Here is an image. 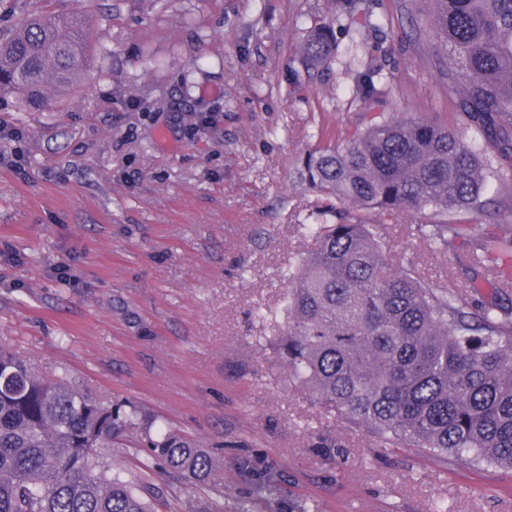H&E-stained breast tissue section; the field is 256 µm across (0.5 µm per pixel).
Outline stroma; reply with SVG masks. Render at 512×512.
Returning <instances> with one entry per match:
<instances>
[{"mask_svg":"<svg viewBox=\"0 0 512 512\" xmlns=\"http://www.w3.org/2000/svg\"><path fill=\"white\" fill-rule=\"evenodd\" d=\"M367 6L358 61L392 73L386 112L451 123L424 0ZM44 8L91 14L106 54L50 109L0 95V120L22 133L0 140L22 166L0 164V341L211 451L214 512H512V469L376 447L292 383L273 347L288 267L314 246L315 197L295 165L360 115L352 67L309 73L297 55L334 0ZM209 112L216 123H203ZM410 222L382 228L395 255L494 300V283L459 263L464 241L432 252ZM269 470L272 501L252 492Z\"/></svg>","mask_w":512,"mask_h":512,"instance_id":"stroma-1","label":"stroma"}]
</instances>
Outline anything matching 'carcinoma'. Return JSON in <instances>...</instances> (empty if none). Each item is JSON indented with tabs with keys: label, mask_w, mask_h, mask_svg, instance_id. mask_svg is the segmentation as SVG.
Masks as SVG:
<instances>
[{
	"label": "carcinoma",
	"mask_w": 512,
	"mask_h": 512,
	"mask_svg": "<svg viewBox=\"0 0 512 512\" xmlns=\"http://www.w3.org/2000/svg\"><path fill=\"white\" fill-rule=\"evenodd\" d=\"M433 55L448 68L450 126L378 111L372 67L353 96L362 115L341 142L298 160L315 194V247L295 267L277 336L281 364L317 402L381 448L458 465L512 467V283L477 303L395 256L369 216L408 212L419 238L446 252L467 236L469 262L494 272L512 258V0H430ZM358 0L309 28L306 70H329L351 46ZM85 14L29 11L0 32V95L43 107L95 68ZM143 446L149 468L205 490L215 460L48 375L0 344V512H156L161 487L112 469L117 440Z\"/></svg>",
	"instance_id": "1"
}]
</instances>
